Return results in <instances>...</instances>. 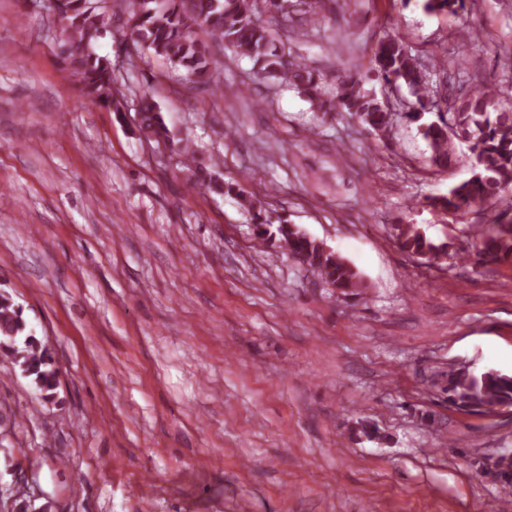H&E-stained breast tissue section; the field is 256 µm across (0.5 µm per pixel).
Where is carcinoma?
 Here are the masks:
<instances>
[{"label": "carcinoma", "mask_w": 512, "mask_h": 512, "mask_svg": "<svg viewBox=\"0 0 512 512\" xmlns=\"http://www.w3.org/2000/svg\"><path fill=\"white\" fill-rule=\"evenodd\" d=\"M55 0V11L64 25L59 52L83 95L95 98L110 109L116 87L112 59L97 54L93 44L108 31L112 17L126 18L135 47L163 58L186 73L194 87L217 83L216 68L207 46L195 36L200 28L224 43L234 55L247 57L253 70L297 90L314 112L334 116L347 112L369 129L383 135L392 127L393 113L377 95L364 88L358 73L341 70L329 77L308 66L274 36L278 20L288 23L293 16L285 10L288 0ZM466 0H424L423 9L432 14L456 15ZM371 71L392 89L407 90L413 97L405 117L420 121L426 113L436 119L420 125L430 148V165L447 168L470 162L472 175L448 189L446 195L425 198L424 205L438 213L464 217L486 204L498 209L494 223L471 224L472 249L453 250L452 243L437 244L415 224L393 225L399 248L433 266L451 259L466 260L475 267L490 268L512 258V107L500 103L492 84L469 86L448 77V70L435 58L423 62L402 41L386 35L372 49ZM137 127L148 141L171 143L187 165L195 162L191 145L177 137L154 98L137 97ZM195 183L216 194L234 193L240 206L252 211L255 201L244 191L221 180L205 167L195 170ZM259 223V236L279 235L280 242L299 262L317 271L325 283L344 296L357 295L363 288L358 271L337 252L311 238L295 224ZM0 350L31 377L45 400L55 397L58 370L42 341L28 331L20 309L11 298L0 295ZM448 402L464 411L485 413L512 403V376L490 369L479 374L466 366L448 369L445 388Z\"/></svg>", "instance_id": "carcinoma-1"}]
</instances>
